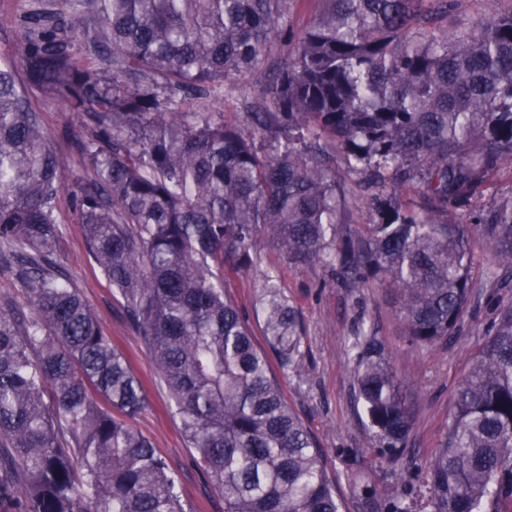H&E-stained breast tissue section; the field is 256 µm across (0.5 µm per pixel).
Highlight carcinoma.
Masks as SVG:
<instances>
[{
  "mask_svg": "<svg viewBox=\"0 0 512 512\" xmlns=\"http://www.w3.org/2000/svg\"><path fill=\"white\" fill-rule=\"evenodd\" d=\"M20 58L0 56V512H194L135 426L145 388L63 273L55 144L17 72L79 119L93 178L71 195L87 252L149 347L194 461L224 512H341L283 378L306 379L305 325L266 275L265 346L224 291L261 243L321 264L346 288H392L409 348L457 337L484 284H512V194L471 207L512 159V6L448 26L462 0H322L294 32L291 0H30ZM294 57L241 99L243 123L201 109L259 68L273 38ZM372 191L340 232L334 149ZM417 192L416 206L404 193ZM374 447L398 462L414 415L381 337L350 346ZM417 490L366 512H512V302H498Z\"/></svg>",
  "mask_w": 512,
  "mask_h": 512,
  "instance_id": "carcinoma-1",
  "label": "carcinoma"
}]
</instances>
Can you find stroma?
Segmentation results:
<instances>
[{"label": "stroma", "instance_id": "obj_1", "mask_svg": "<svg viewBox=\"0 0 512 512\" xmlns=\"http://www.w3.org/2000/svg\"><path fill=\"white\" fill-rule=\"evenodd\" d=\"M262 79V72L257 71L226 81L203 106L223 113L227 123H241L242 115L233 110L232 103L241 89H256ZM29 95L41 111L47 132L70 175L69 185L60 198V260L64 272L81 288L96 310L102 329L130 357L135 374L146 385L148 404L136 426L178 474L180 494L194 506L195 512H224L223 499L205 485L195 466L194 454L181 433L179 419L167 407L166 390L145 342L126 316L119 297L87 254L80 226L70 208L73 187L91 176L65 134L66 126L74 124L76 117L43 90L30 89ZM336 175L345 190L349 227L369 223L368 203L359 188L360 174L340 163ZM268 272L276 275L282 292L298 308L306 329L304 362L309 375L303 382L293 377L284 381V395L321 449L341 512H363L352 474L363 471L370 489L382 497L394 490L396 477L387 459L373 448L369 433L360 422L361 408L352 391V363L347 349L358 322L375 327L389 349L395 371L405 383L414 409L411 454L417 467L422 468L447 430L448 418L455 410L456 386L471 369L495 302L487 296L476 301L465 315L460 335L451 343L430 352H413L405 343L403 324L390 288L376 285L349 291L328 269L291 264L276 244L265 242L261 245L259 264L233 275L227 284L228 294L257 336L262 329L255 314L254 297Z\"/></svg>", "mask_w": 512, "mask_h": 512}]
</instances>
